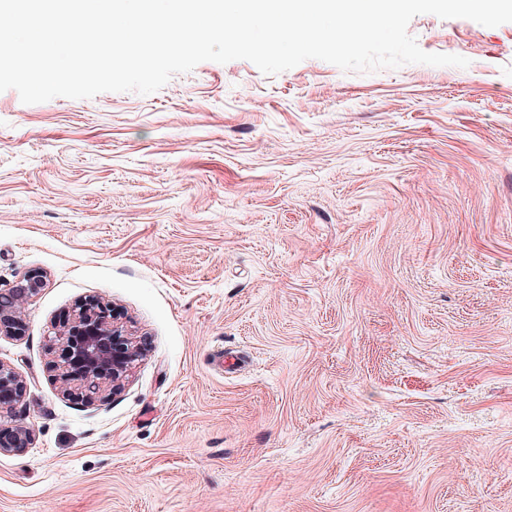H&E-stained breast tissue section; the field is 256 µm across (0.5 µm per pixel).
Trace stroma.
I'll return each instance as SVG.
<instances>
[{
	"label": "stroma",
	"mask_w": 512,
	"mask_h": 512,
	"mask_svg": "<svg viewBox=\"0 0 512 512\" xmlns=\"http://www.w3.org/2000/svg\"><path fill=\"white\" fill-rule=\"evenodd\" d=\"M408 32L468 67L0 92V289L46 275L0 512H512V23ZM94 296L147 353L85 404L50 340Z\"/></svg>",
	"instance_id": "1"
}]
</instances>
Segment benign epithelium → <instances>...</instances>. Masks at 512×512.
I'll return each mask as SVG.
<instances>
[{
  "label": "benign epithelium",
  "mask_w": 512,
  "mask_h": 512,
  "mask_svg": "<svg viewBox=\"0 0 512 512\" xmlns=\"http://www.w3.org/2000/svg\"><path fill=\"white\" fill-rule=\"evenodd\" d=\"M43 284V273L30 270L11 288L0 291L1 336H20L25 332L22 305ZM53 346L59 351L56 369L63 393L87 402L102 398L108 391L121 390L135 362L145 352L142 343L119 321L117 313H109L98 298L86 299L72 308L66 323L56 333ZM23 397L21 376L0 363V433L11 436V443L0 444V453L29 444V427L14 418Z\"/></svg>",
  "instance_id": "1"
}]
</instances>
